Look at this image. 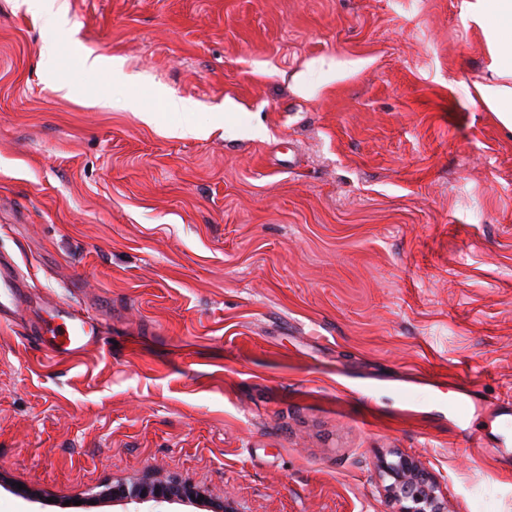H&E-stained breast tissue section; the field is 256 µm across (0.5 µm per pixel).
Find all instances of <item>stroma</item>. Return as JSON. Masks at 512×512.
Here are the masks:
<instances>
[{"mask_svg":"<svg viewBox=\"0 0 512 512\" xmlns=\"http://www.w3.org/2000/svg\"><path fill=\"white\" fill-rule=\"evenodd\" d=\"M461 4L0 0V512L155 468L205 493L163 512H387L394 449L512 512V138ZM61 303L107 346L54 356ZM23 282L15 267L0 258V319L8 314H16L23 305L21 289Z\"/></svg>","mask_w":512,"mask_h":512,"instance_id":"1","label":"stroma"}]
</instances>
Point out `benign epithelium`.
Masks as SVG:
<instances>
[{
  "label": "benign epithelium",
  "instance_id": "benign-epithelium-1",
  "mask_svg": "<svg viewBox=\"0 0 512 512\" xmlns=\"http://www.w3.org/2000/svg\"><path fill=\"white\" fill-rule=\"evenodd\" d=\"M392 456V460L385 459L379 466L382 492L391 506L390 512H450L447 494L420 458L399 452ZM143 486L108 482L100 496L125 505H140L149 501L172 503L195 492L191 485L159 474L148 479L149 493H144Z\"/></svg>",
  "mask_w": 512,
  "mask_h": 512
}]
</instances>
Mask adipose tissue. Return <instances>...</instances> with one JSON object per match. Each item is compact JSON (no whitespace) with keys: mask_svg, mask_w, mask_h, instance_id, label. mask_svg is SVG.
<instances>
[{"mask_svg":"<svg viewBox=\"0 0 512 512\" xmlns=\"http://www.w3.org/2000/svg\"><path fill=\"white\" fill-rule=\"evenodd\" d=\"M467 26L477 32L485 73L474 84L477 99L512 135V0H462Z\"/></svg>","mask_w":512,"mask_h":512,"instance_id":"1","label":"adipose tissue"}]
</instances>
